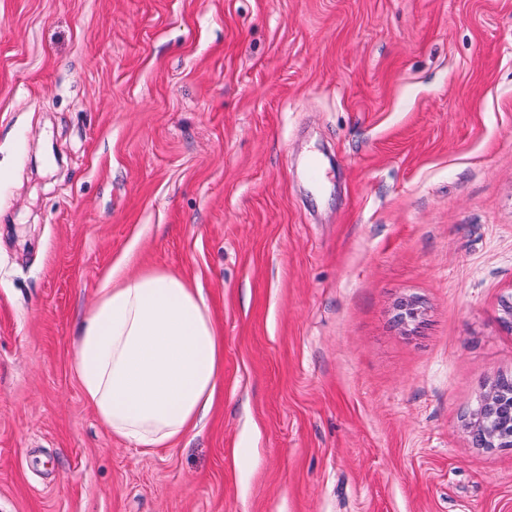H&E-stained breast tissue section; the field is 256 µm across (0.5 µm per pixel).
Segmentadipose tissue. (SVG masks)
Returning a JSON list of instances; mask_svg holds the SVG:
<instances>
[{
    "label": "adipose tissue",
    "instance_id": "ef3b65f1",
    "mask_svg": "<svg viewBox=\"0 0 512 512\" xmlns=\"http://www.w3.org/2000/svg\"><path fill=\"white\" fill-rule=\"evenodd\" d=\"M113 265L71 350L82 395L113 435L166 448L202 427L224 381V336L200 288Z\"/></svg>",
    "mask_w": 512,
    "mask_h": 512
}]
</instances>
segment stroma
I'll list each match as a JSON object with an SVG mask.
<instances>
[{
    "instance_id": "stroma-1",
    "label": "stroma",
    "mask_w": 512,
    "mask_h": 512,
    "mask_svg": "<svg viewBox=\"0 0 512 512\" xmlns=\"http://www.w3.org/2000/svg\"><path fill=\"white\" fill-rule=\"evenodd\" d=\"M130 250L224 334L151 452L70 363ZM510 301L512 0H0V512H512ZM501 389L503 395L508 398L509 390L512 394V377L502 376L496 383ZM494 384L489 389L484 391L479 398V410L472 416L468 426L475 425L485 431L486 439L494 441L500 430V422L492 414L484 411V408L491 407L499 404L501 399V392Z\"/></svg>"
}]
</instances>
